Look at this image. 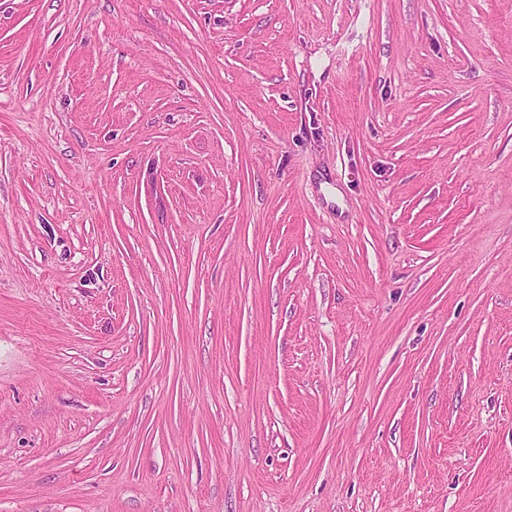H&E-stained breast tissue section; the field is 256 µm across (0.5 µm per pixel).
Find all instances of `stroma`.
<instances>
[{
  "label": "stroma",
  "mask_w": 512,
  "mask_h": 512,
  "mask_svg": "<svg viewBox=\"0 0 512 512\" xmlns=\"http://www.w3.org/2000/svg\"><path fill=\"white\" fill-rule=\"evenodd\" d=\"M0 512H512V0H0Z\"/></svg>",
  "instance_id": "35a3bbf8"
}]
</instances>
